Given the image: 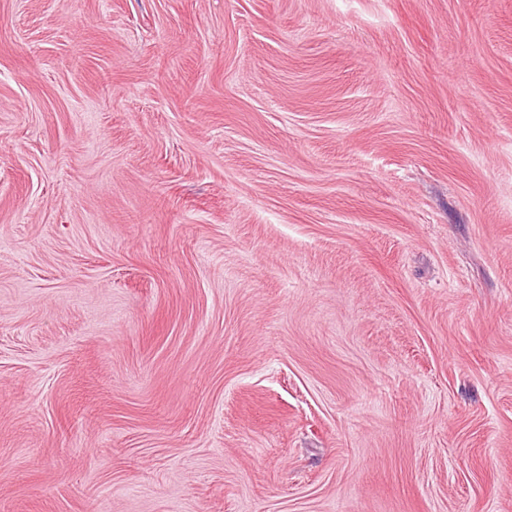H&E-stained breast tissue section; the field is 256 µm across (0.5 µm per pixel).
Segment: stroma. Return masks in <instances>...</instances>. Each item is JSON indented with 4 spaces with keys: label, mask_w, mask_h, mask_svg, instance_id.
<instances>
[{
    "label": "stroma",
    "mask_w": 512,
    "mask_h": 512,
    "mask_svg": "<svg viewBox=\"0 0 512 512\" xmlns=\"http://www.w3.org/2000/svg\"><path fill=\"white\" fill-rule=\"evenodd\" d=\"M0 512H512V0H0Z\"/></svg>",
    "instance_id": "obj_1"
}]
</instances>
